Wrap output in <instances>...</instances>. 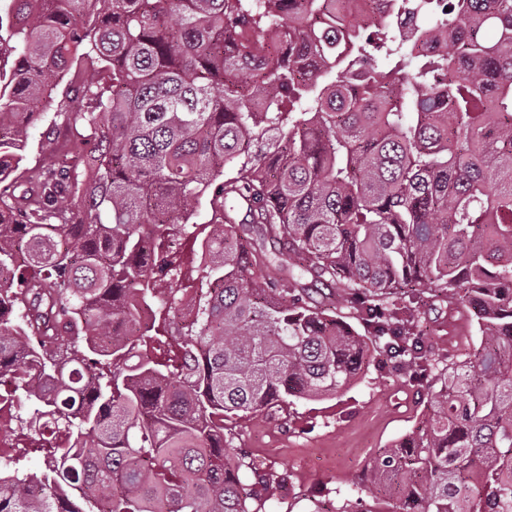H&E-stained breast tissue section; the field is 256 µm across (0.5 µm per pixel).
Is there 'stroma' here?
Masks as SVG:
<instances>
[{"mask_svg":"<svg viewBox=\"0 0 512 512\" xmlns=\"http://www.w3.org/2000/svg\"><path fill=\"white\" fill-rule=\"evenodd\" d=\"M54 112L29 129L16 152L18 168L36 170L48 139L64 144L68 132L54 123ZM425 343L439 359L461 355L475 341L467 315L429 312ZM429 378H414L401 367L371 366L335 398L294 401L287 411L237 421L235 444L245 448L262 472L287 473V484L272 485L265 512H316L331 502L342 505L370 480L377 449L410 433L427 412Z\"/></svg>","mask_w":512,"mask_h":512,"instance_id":"1","label":"stroma"}]
</instances>
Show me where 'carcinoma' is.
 I'll return each instance as SVG.
<instances>
[{"label":"carcinoma","instance_id":"cac0c4a2","mask_svg":"<svg viewBox=\"0 0 512 512\" xmlns=\"http://www.w3.org/2000/svg\"><path fill=\"white\" fill-rule=\"evenodd\" d=\"M415 7L462 23L445 55L374 0H0V167L76 90L68 145L0 170V376L50 443L0 512H263L285 477L225 420L334 397L377 350L434 384L368 497L512 512V0ZM184 239L197 278L169 288ZM444 308L480 342L442 365L419 322Z\"/></svg>","mask_w":512,"mask_h":512}]
</instances>
